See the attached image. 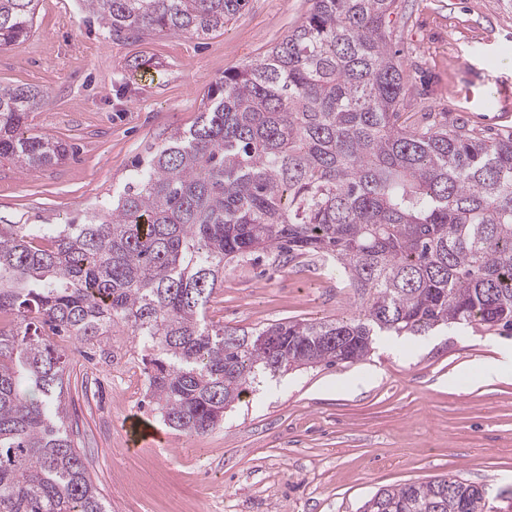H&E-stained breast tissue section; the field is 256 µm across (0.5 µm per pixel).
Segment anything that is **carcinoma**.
Instances as JSON below:
<instances>
[{
  "label": "carcinoma",
  "mask_w": 512,
  "mask_h": 512,
  "mask_svg": "<svg viewBox=\"0 0 512 512\" xmlns=\"http://www.w3.org/2000/svg\"><path fill=\"white\" fill-rule=\"evenodd\" d=\"M40 0H0V48ZM247 0H83L116 37L205 36ZM396 0H312L262 58L216 83L197 121L136 160L122 191L63 224H0V512H109L72 439L69 356L131 329L151 411L204 435L262 376L354 363L375 336L452 324L512 330V137L423 112L390 50ZM41 91L0 87V159L22 170L68 145L28 123ZM328 256L357 315L215 327L224 269L257 252ZM360 512H494L442 476L378 490Z\"/></svg>",
  "instance_id": "obj_1"
}]
</instances>
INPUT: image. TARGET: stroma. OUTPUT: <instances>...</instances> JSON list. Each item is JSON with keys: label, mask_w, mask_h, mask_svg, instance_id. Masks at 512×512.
I'll list each match as a JSON object with an SVG mask.
<instances>
[{"label": "stroma", "mask_w": 512, "mask_h": 512, "mask_svg": "<svg viewBox=\"0 0 512 512\" xmlns=\"http://www.w3.org/2000/svg\"><path fill=\"white\" fill-rule=\"evenodd\" d=\"M310 6L249 0L207 36L135 41L113 38L81 0H41L29 39L0 49V85L42 90L30 123L75 151L41 169L0 163V224H58L109 198L134 158L196 122L225 71L262 57ZM392 22L407 121L422 97L437 121L512 135V0H399ZM325 265L248 257L227 267L208 318L250 329L351 315L344 276ZM66 346L69 420L111 512H359L379 489L436 476L486 486L500 508L512 499V377L463 380L512 336L470 325L380 336L366 360L261 381L221 427L193 438L150 411L141 362L117 382L135 351L127 328ZM136 415L160 440L129 446Z\"/></svg>", "instance_id": "1"}]
</instances>
